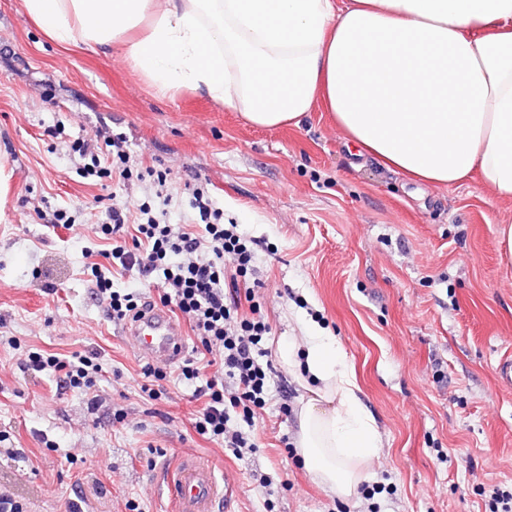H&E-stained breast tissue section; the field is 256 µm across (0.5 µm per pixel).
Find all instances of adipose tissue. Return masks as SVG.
<instances>
[{
    "label": "adipose tissue",
    "mask_w": 512,
    "mask_h": 512,
    "mask_svg": "<svg viewBox=\"0 0 512 512\" xmlns=\"http://www.w3.org/2000/svg\"><path fill=\"white\" fill-rule=\"evenodd\" d=\"M60 47L123 42L128 66L252 124L330 112L360 152L411 181L480 176L512 200V0H22ZM278 361L309 396L298 446L325 493L357 494L383 447L336 341L308 322Z\"/></svg>",
    "instance_id": "adipose-tissue-1"
}]
</instances>
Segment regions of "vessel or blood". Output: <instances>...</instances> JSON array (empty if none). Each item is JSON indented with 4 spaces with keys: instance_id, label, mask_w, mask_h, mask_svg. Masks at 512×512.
<instances>
[{
    "instance_id": "obj_1",
    "label": "vessel or blood",
    "mask_w": 512,
    "mask_h": 512,
    "mask_svg": "<svg viewBox=\"0 0 512 512\" xmlns=\"http://www.w3.org/2000/svg\"><path fill=\"white\" fill-rule=\"evenodd\" d=\"M125 334L136 344L139 355L153 361H174L183 351L181 326L163 310H155L126 325ZM176 512H211L221 497H232V485L218 487L210 471L193 460H183L169 480Z\"/></svg>"
}]
</instances>
